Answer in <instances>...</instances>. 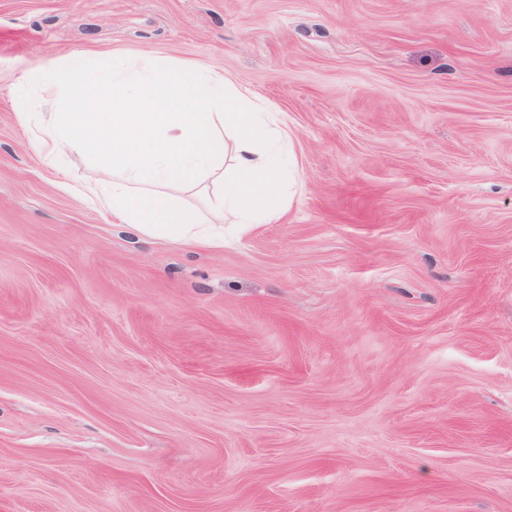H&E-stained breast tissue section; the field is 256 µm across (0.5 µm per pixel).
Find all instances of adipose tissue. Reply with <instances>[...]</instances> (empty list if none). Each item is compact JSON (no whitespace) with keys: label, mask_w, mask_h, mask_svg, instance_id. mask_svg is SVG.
<instances>
[{"label":"adipose tissue","mask_w":512,"mask_h":512,"mask_svg":"<svg viewBox=\"0 0 512 512\" xmlns=\"http://www.w3.org/2000/svg\"><path fill=\"white\" fill-rule=\"evenodd\" d=\"M18 117L42 162L59 166L76 149L104 158L86 199L139 235L224 242L225 225L262 224L286 197L295 158L284 121L263 111L222 72L166 66L150 52L91 65L73 52L46 58L19 82ZM65 99V112H45ZM203 189L202 214L171 187Z\"/></svg>","instance_id":"adipose-tissue-1"}]
</instances>
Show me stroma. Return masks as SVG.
Masks as SVG:
<instances>
[{
    "mask_svg": "<svg viewBox=\"0 0 512 512\" xmlns=\"http://www.w3.org/2000/svg\"><path fill=\"white\" fill-rule=\"evenodd\" d=\"M152 52L286 118L223 247L44 166V55ZM0 512H512V0H0Z\"/></svg>",
    "mask_w": 512,
    "mask_h": 512,
    "instance_id": "obj_1",
    "label": "stroma"
}]
</instances>
